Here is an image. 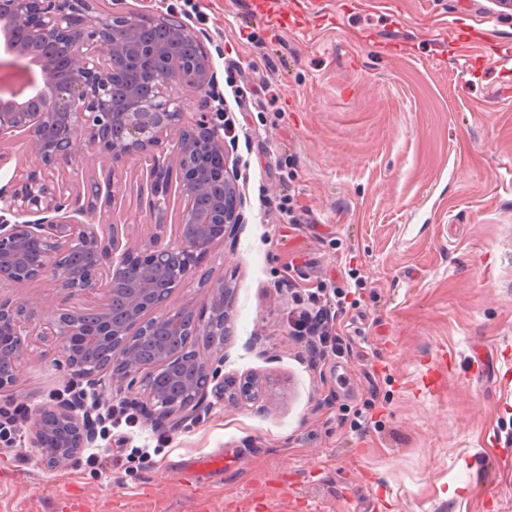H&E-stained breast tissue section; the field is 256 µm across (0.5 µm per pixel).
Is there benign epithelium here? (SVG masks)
I'll use <instances>...</instances> for the list:
<instances>
[{
  "instance_id": "obj_1",
  "label": "benign epithelium",
  "mask_w": 512,
  "mask_h": 512,
  "mask_svg": "<svg viewBox=\"0 0 512 512\" xmlns=\"http://www.w3.org/2000/svg\"><path fill=\"white\" fill-rule=\"evenodd\" d=\"M108 45L106 58L97 44ZM0 138L20 135L22 145L41 159L42 171L13 189L0 188V282L47 279L65 291L106 289L104 303L81 311L63 310L50 324L72 374L94 379L95 356L134 383L145 374V390L161 414H188L213 392L247 396L248 380H224L206 357L188 347L136 361L134 336H224V286L213 289L207 321H188L189 306L167 308L173 290L195 274L199 260L242 223L240 200L224 158V125L207 113L191 126L181 123L180 101L170 84L214 97L210 55L198 36L170 17L84 15L81 0H0ZM41 68L36 77L33 66ZM84 135L90 153L112 162L150 158V207L162 217L169 200V173L179 174L183 200L175 241L156 244L140 255L84 225L47 214L60 212L67 186L56 175L78 163L74 141ZM101 188L92 185L76 198V212L97 211ZM39 215L10 223L7 216ZM22 306L0 301V392L17 379L26 346ZM87 423L65 409L40 411L31 438L41 461L75 459L88 438Z\"/></svg>"
}]
</instances>
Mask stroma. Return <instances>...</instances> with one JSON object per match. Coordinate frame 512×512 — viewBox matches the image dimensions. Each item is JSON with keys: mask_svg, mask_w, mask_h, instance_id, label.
<instances>
[{"mask_svg": "<svg viewBox=\"0 0 512 512\" xmlns=\"http://www.w3.org/2000/svg\"><path fill=\"white\" fill-rule=\"evenodd\" d=\"M249 0H85L96 16L177 15L213 62L230 177L243 223L205 256L167 306L209 316L229 293L222 344L195 351L256 399L208 396L180 425L154 429L143 385L99 374V423L70 463L31 446L40 409L68 404L82 379L42 331L104 289L0 283L29 336L0 393V512H512V10L498 0H318L287 31ZM481 32L464 45L458 31ZM62 179L72 195L119 183L88 226L115 224L142 252L175 240L181 205L150 206L145 159L88 156ZM0 139V187L40 169ZM311 223L279 224L285 189ZM354 292L338 319L348 352L310 366L288 314L315 290ZM144 448L139 467L103 457ZM203 451L223 476L176 478Z\"/></svg>", "mask_w": 512, "mask_h": 512, "instance_id": "1", "label": "stroma"}]
</instances>
